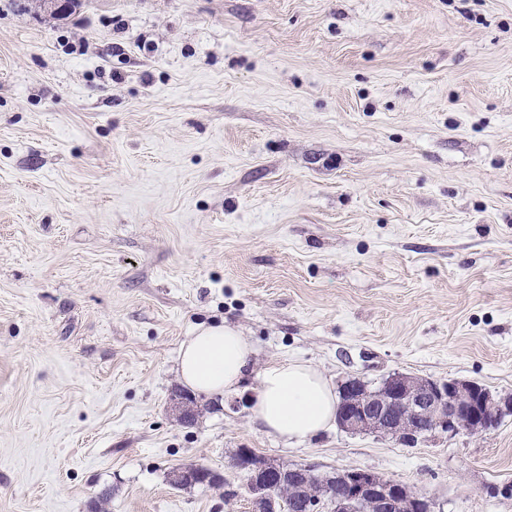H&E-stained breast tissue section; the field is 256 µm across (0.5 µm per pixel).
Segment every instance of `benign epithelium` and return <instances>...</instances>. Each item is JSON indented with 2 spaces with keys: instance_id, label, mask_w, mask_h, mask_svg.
I'll use <instances>...</instances> for the list:
<instances>
[{
  "instance_id": "obj_1",
  "label": "benign epithelium",
  "mask_w": 512,
  "mask_h": 512,
  "mask_svg": "<svg viewBox=\"0 0 512 512\" xmlns=\"http://www.w3.org/2000/svg\"><path fill=\"white\" fill-rule=\"evenodd\" d=\"M360 384L362 381L354 378L343 385L338 411L340 428L350 434L376 433L406 445H413L436 432L450 436L462 429L479 432L483 430L485 418L512 412V395L494 394L469 380L438 382L396 373L372 392L361 388ZM233 466L251 473L249 493L254 512H287V506L267 492L271 481L281 483L291 474L306 479L313 477L309 466L274 469L247 448L236 454ZM338 478L348 486L347 495L336 501L338 512H364L368 504L372 506L369 512H432L433 504L429 499L369 469L348 468L339 472L337 478L325 477L328 490L336 487ZM168 480L172 486L180 488L198 481L222 482L224 475L206 467L197 472L174 468L169 471Z\"/></svg>"
}]
</instances>
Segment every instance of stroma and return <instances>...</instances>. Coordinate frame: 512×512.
<instances>
[{"label": "stroma", "instance_id": "1", "mask_svg": "<svg viewBox=\"0 0 512 512\" xmlns=\"http://www.w3.org/2000/svg\"><path fill=\"white\" fill-rule=\"evenodd\" d=\"M215 322L255 371L185 424ZM284 359L512 394V0H0V512H251L242 448L512 512V414L286 445ZM196 468L199 469V471H196V473H193ZM191 470L187 469H181V468H173L168 473V480L169 483L177 488L180 487H188L191 485L196 484V481L207 483L208 481H220V482H213L209 485L216 486L220 485L221 482H224V476L223 474L217 473L209 468L206 467H195L190 468ZM196 480V481H195Z\"/></svg>", "mask_w": 512, "mask_h": 512}]
</instances>
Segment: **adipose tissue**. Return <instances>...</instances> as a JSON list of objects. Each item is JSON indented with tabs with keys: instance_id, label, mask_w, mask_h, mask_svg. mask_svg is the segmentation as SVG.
Here are the masks:
<instances>
[{
	"instance_id": "1",
	"label": "adipose tissue",
	"mask_w": 512,
	"mask_h": 512,
	"mask_svg": "<svg viewBox=\"0 0 512 512\" xmlns=\"http://www.w3.org/2000/svg\"><path fill=\"white\" fill-rule=\"evenodd\" d=\"M253 348L235 328L198 327L182 345L177 374L190 389L231 394L252 372ZM253 412L265 433L286 444L304 442L336 420L332 382L315 366L296 360L271 363L257 372Z\"/></svg>"
}]
</instances>
